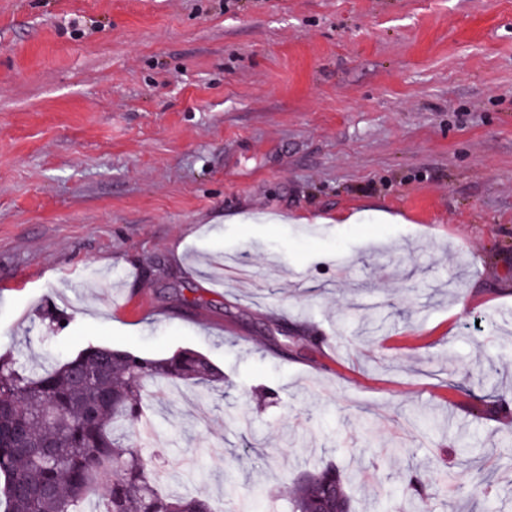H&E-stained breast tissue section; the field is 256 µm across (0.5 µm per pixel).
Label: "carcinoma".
I'll return each mask as SVG.
<instances>
[{"instance_id":"1","label":"carcinoma","mask_w":512,"mask_h":512,"mask_svg":"<svg viewBox=\"0 0 512 512\" xmlns=\"http://www.w3.org/2000/svg\"><path fill=\"white\" fill-rule=\"evenodd\" d=\"M224 384L208 358L180 350L148 359L90 346L39 372L0 356V476L4 512H213L209 499L167 494L151 457L130 444L150 415L151 388ZM353 473L334 465L304 472L289 498L291 512H321L327 494L354 512Z\"/></svg>"}]
</instances>
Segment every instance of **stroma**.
I'll return each instance as SVG.
<instances>
[{
    "mask_svg": "<svg viewBox=\"0 0 512 512\" xmlns=\"http://www.w3.org/2000/svg\"><path fill=\"white\" fill-rule=\"evenodd\" d=\"M96 345L223 371L145 449L215 512H512V0H0V355ZM354 476L348 469H339L335 465H325L304 472L295 481L289 498L291 512H319L328 493H336L341 499L345 512H354L350 492Z\"/></svg>",
    "mask_w": 512,
    "mask_h": 512,
    "instance_id": "35a3bbf8",
    "label": "stroma"
}]
</instances>
